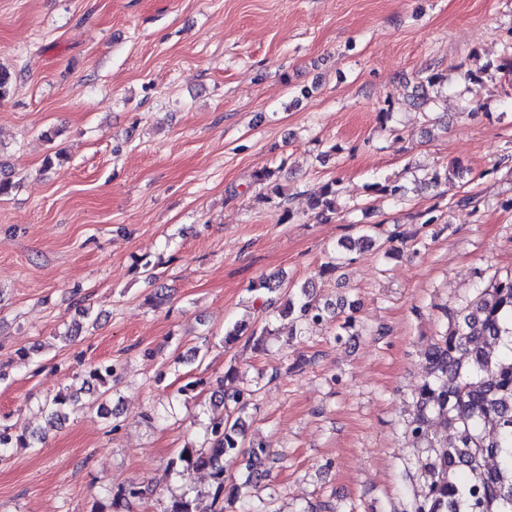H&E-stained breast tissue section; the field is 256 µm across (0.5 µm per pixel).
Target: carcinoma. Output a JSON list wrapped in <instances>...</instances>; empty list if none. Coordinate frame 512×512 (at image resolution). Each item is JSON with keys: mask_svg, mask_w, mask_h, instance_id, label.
<instances>
[{"mask_svg": "<svg viewBox=\"0 0 512 512\" xmlns=\"http://www.w3.org/2000/svg\"><path fill=\"white\" fill-rule=\"evenodd\" d=\"M439 73H430L414 87L413 97L430 100L429 89L441 83ZM279 169L264 167L255 172V182L267 194L282 196L276 180ZM336 181L326 183L311 197L309 210L325 221L337 210ZM284 282L262 279L251 290L281 294ZM313 283L288 291L280 314L299 330L325 319ZM442 330L424 353L426 376L415 393V412L405 424V436L425 454L419 474L405 472L420 490L409 498L400 512H512V273L478 289L474 300L450 311ZM247 336L256 350L264 349L274 335L270 324L247 328L234 324L224 329V345ZM121 370L119 362L98 360L86 367L82 386L60 391L45 399L41 412L51 421L65 420L86 408L83 396L97 394L98 411L114 419L112 431L119 429L117 414L107 406L109 384ZM238 371L230 367L213 391V407L218 413L204 425L202 437L184 443L169 467L183 473L204 470L211 479L205 492L182 493L172 497L164 512H225L229 504L237 512H269L267 503L252 499V489L270 479L276 459L261 441H248L243 414L256 390L237 385ZM452 433L444 441L431 429ZM41 443L36 432L25 426H0V461L10 457L12 448H35ZM247 457V474L235 482L226 477L224 460ZM146 492L129 482L108 494V503L92 512H133L134 504Z\"/></svg>", "mask_w": 512, "mask_h": 512, "instance_id": "1", "label": "carcinoma"}]
</instances>
